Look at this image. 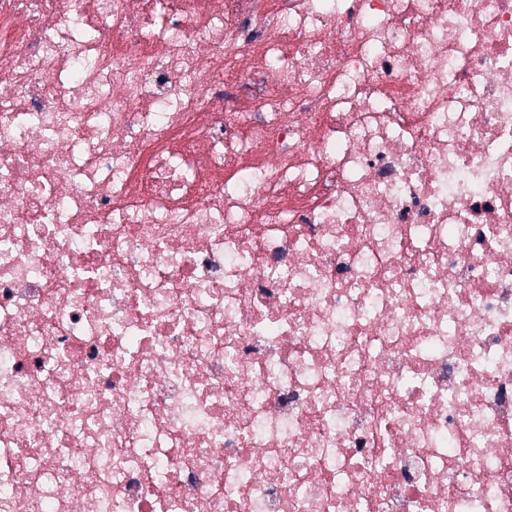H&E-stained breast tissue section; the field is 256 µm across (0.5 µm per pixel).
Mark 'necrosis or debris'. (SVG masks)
<instances>
[{
    "label": "necrosis or debris",
    "instance_id": "obj_1",
    "mask_svg": "<svg viewBox=\"0 0 512 512\" xmlns=\"http://www.w3.org/2000/svg\"><path fill=\"white\" fill-rule=\"evenodd\" d=\"M0 512H512V0H0Z\"/></svg>",
    "mask_w": 512,
    "mask_h": 512
}]
</instances>
